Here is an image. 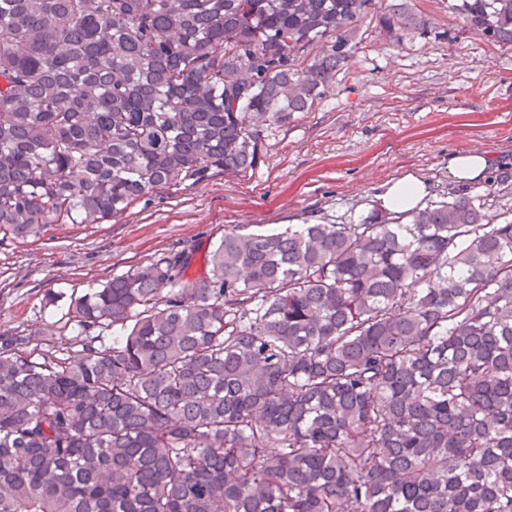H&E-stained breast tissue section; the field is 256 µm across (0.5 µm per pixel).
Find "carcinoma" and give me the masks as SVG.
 Segmentation results:
<instances>
[{
  "mask_svg": "<svg viewBox=\"0 0 512 512\" xmlns=\"http://www.w3.org/2000/svg\"><path fill=\"white\" fill-rule=\"evenodd\" d=\"M0 0V231L101 224L262 158L390 0ZM512 46V0H456ZM0 343V512H512V221L459 195L235 226Z\"/></svg>",
  "mask_w": 512,
  "mask_h": 512,
  "instance_id": "1",
  "label": "carcinoma"
}]
</instances>
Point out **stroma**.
Masks as SVG:
<instances>
[{
	"label": "stroma",
	"instance_id": "1",
	"mask_svg": "<svg viewBox=\"0 0 512 512\" xmlns=\"http://www.w3.org/2000/svg\"><path fill=\"white\" fill-rule=\"evenodd\" d=\"M408 2L430 34L395 44L360 21L362 42L323 99L286 125L265 126L253 171L157 190L101 224H52L25 242L0 233V340L38 343L53 333L67 346L72 289L184 249L195 255L188 278L199 277L225 227L354 221L406 171L428 183L430 200L487 194L493 213L512 218V47L467 31L450 0ZM474 149L492 157L484 181L455 184L449 155Z\"/></svg>",
	"mask_w": 512,
	"mask_h": 512
}]
</instances>
